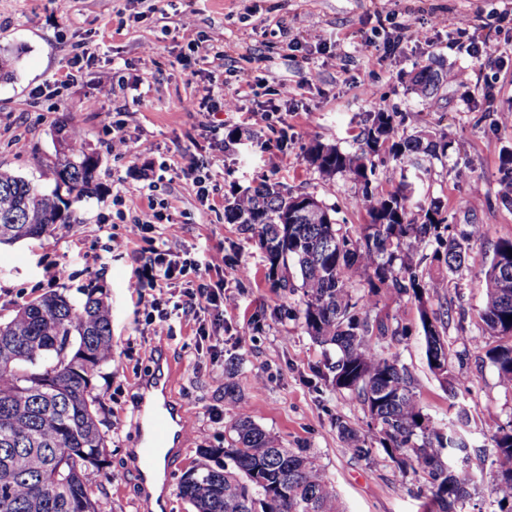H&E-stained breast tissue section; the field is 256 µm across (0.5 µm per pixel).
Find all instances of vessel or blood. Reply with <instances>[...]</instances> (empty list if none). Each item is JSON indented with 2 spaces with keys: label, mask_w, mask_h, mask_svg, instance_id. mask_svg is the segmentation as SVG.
Returning a JSON list of instances; mask_svg holds the SVG:
<instances>
[{
  "label": "vessel or blood",
  "mask_w": 512,
  "mask_h": 512,
  "mask_svg": "<svg viewBox=\"0 0 512 512\" xmlns=\"http://www.w3.org/2000/svg\"><path fill=\"white\" fill-rule=\"evenodd\" d=\"M176 370L165 357H155L153 368L135 382L140 397L160 393L162 400L153 410L137 406L134 413L133 429L137 446L132 451V463L136 474L145 488L141 495V512H155L153 498L146 485L153 475L160 452L170 441L184 442L187 419L183 406L172 392Z\"/></svg>",
  "instance_id": "b4317fda"
}]
</instances>
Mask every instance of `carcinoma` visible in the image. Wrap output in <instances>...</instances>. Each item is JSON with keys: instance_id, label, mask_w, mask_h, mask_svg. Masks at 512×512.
Masks as SVG:
<instances>
[{"instance_id": "obj_1", "label": "carcinoma", "mask_w": 512, "mask_h": 512, "mask_svg": "<svg viewBox=\"0 0 512 512\" xmlns=\"http://www.w3.org/2000/svg\"><path fill=\"white\" fill-rule=\"evenodd\" d=\"M447 73L442 64L424 65L410 90L432 100L448 84ZM401 125L394 112H373L359 150L320 141L307 150V162L320 175L358 185L355 207L372 200L365 223L348 227L339 223L336 206L267 181L235 194L224 219L257 235L272 286L301 290L298 319L316 343L339 350L323 376L361 403L375 432L371 442L336 416L334 427L352 456L374 465L378 443L383 461L402 476L422 475L431 512H458L483 476L470 470L465 438L424 412L412 371L389 353L411 327L379 304L384 295L417 301L428 365H449L445 289L485 228L470 224L452 232L448 211L435 201H412L405 181L375 191L371 177L382 156L419 169L426 160L448 157L452 147L444 133L400 136ZM57 132L64 137L53 161L52 191L0 170V235L39 239L58 222L77 219L73 210L62 213L64 197L79 206L95 194L98 156L77 145L66 125ZM499 170L500 199L512 203V149L500 154ZM511 250L512 238L498 241L480 312L490 336L484 358L506 391H512ZM110 361L112 314L100 288L85 290L78 301L48 292L0 321V512H100L86 477L105 475L108 431L92 380ZM490 440V492L499 512H512V415L494 423ZM226 443L200 451L182 479L180 494L193 512H341L317 457L305 448L281 455L282 441L246 409L238 411ZM217 454L224 464L214 468L210 458Z\"/></svg>"}]
</instances>
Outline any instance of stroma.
Wrapping results in <instances>:
<instances>
[{
    "instance_id": "1",
    "label": "stroma",
    "mask_w": 512,
    "mask_h": 512,
    "mask_svg": "<svg viewBox=\"0 0 512 512\" xmlns=\"http://www.w3.org/2000/svg\"><path fill=\"white\" fill-rule=\"evenodd\" d=\"M434 14L446 24L432 32L431 44L404 37L405 27H425ZM313 30L320 39L310 38ZM473 38L496 42L498 59L489 63L472 54ZM392 40L398 43L393 50ZM1 47L17 51L19 62L13 78L0 79V169L52 189L53 127L59 122L80 128L83 143L100 159L98 192L78 209L76 223L0 247L1 318L50 291L77 299L83 289L96 287L108 297L112 360L94 381L112 424L106 476L93 489L100 512H138L139 486L127 461L135 445L134 382L151 368L159 343L181 368L175 393L189 420L181 461L169 470V512H192L179 494L181 478L199 449L223 447L241 406L287 447L318 458L344 512H426L418 480L384 464L367 466L344 448L332 422L340 415L366 428L360 403L321 377L323 349L301 322L280 316V308L299 307L300 292L270 287L254 235L224 220L234 193L269 179L338 206L341 223H364V212L352 204L357 186L322 178L305 154L315 139L355 149L372 112L402 113L405 131L443 132L453 143L447 159L426 171L383 159L374 187L388 191L408 180L415 198L441 201L458 226L472 219L487 228L448 288L455 312L448 346L464 355L453 372L466 378L456 395L428 366L416 302L387 296L381 305L400 308L412 328L392 352L412 370L426 412L446 426L466 410V438L489 448L494 420L512 415V392L499 386L494 368L482 359L486 338L479 319L484 272L497 242L512 237V206L498 199L500 153L512 147V123L499 119L512 113V0H0ZM434 59L457 80L431 105L411 93L409 81ZM244 71L252 85L242 90L237 79ZM104 72L114 83L108 100L98 93ZM209 87L219 93L214 119L224 125L216 134L202 115L185 108ZM271 105V125L250 121V111ZM119 118L130 137L122 156L107 146ZM238 132L246 144H229V135ZM18 139L25 152L15 150ZM267 147L281 153L278 169L265 165ZM194 157L207 166L215 187L206 206L183 173ZM475 183L485 201L471 214L464 202ZM152 202L164 222L130 236L134 208ZM114 238L119 247H111ZM163 242L201 264L219 249L230 257L222 269L204 275L205 283L223 284L236 300L220 318L224 343L217 352L199 349L194 318L167 331L137 311L138 293L147 284L144 262ZM232 359L240 367L231 379L224 365ZM230 379L237 386L235 404L224 397Z\"/></svg>"
}]
</instances>
